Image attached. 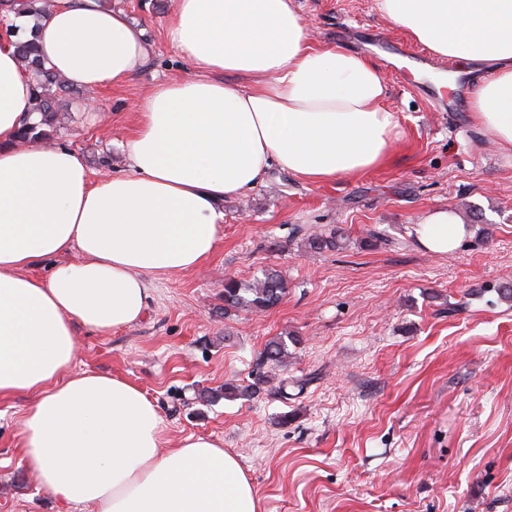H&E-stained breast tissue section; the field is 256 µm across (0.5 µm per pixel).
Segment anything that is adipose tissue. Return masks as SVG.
Listing matches in <instances>:
<instances>
[{
    "instance_id": "1",
    "label": "adipose tissue",
    "mask_w": 512,
    "mask_h": 512,
    "mask_svg": "<svg viewBox=\"0 0 512 512\" xmlns=\"http://www.w3.org/2000/svg\"><path fill=\"white\" fill-rule=\"evenodd\" d=\"M379 6L438 56L492 65L470 115L512 151V0ZM34 33L46 65L88 90L149 57L143 28L97 0H56ZM165 38L191 74L148 93L122 144L126 169L99 177L65 146L17 142L40 119L34 78L0 43V397L27 399L21 461L61 512H260L234 454L202 436L164 449V420L140 387L78 369L74 329L109 336L142 319L156 280L211 256L225 199L271 171L354 178L397 134L378 65L316 44L295 0H174ZM412 233L445 255L470 228L445 207Z\"/></svg>"
}]
</instances>
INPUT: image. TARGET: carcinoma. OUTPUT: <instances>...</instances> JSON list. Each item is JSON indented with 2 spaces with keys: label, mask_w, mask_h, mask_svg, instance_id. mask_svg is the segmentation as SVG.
I'll list each match as a JSON object with an SVG mask.
<instances>
[{
  "label": "carcinoma",
  "mask_w": 512,
  "mask_h": 512,
  "mask_svg": "<svg viewBox=\"0 0 512 512\" xmlns=\"http://www.w3.org/2000/svg\"><path fill=\"white\" fill-rule=\"evenodd\" d=\"M31 0H0V15L6 19L9 37L14 39L24 65L36 79V110L40 120L33 125L19 129L18 139L22 142L44 141L56 132V116L60 109L74 104L72 85L60 74L47 67L40 58L37 46L31 39L24 38L25 27L17 19L27 13ZM344 237L334 231L310 234L305 244L315 252L335 251L342 248ZM288 294V280L273 267L262 271V276L244 284L232 276L224 278V310L241 309L252 313H264L278 306ZM298 345L297 336H276L270 339L259 352L256 365L275 369L283 367L288 358V344ZM261 381L248 386L226 382L217 388H203L197 392V398L215 403L221 399L253 398L261 392Z\"/></svg>",
  "instance_id": "obj_1"
}]
</instances>
